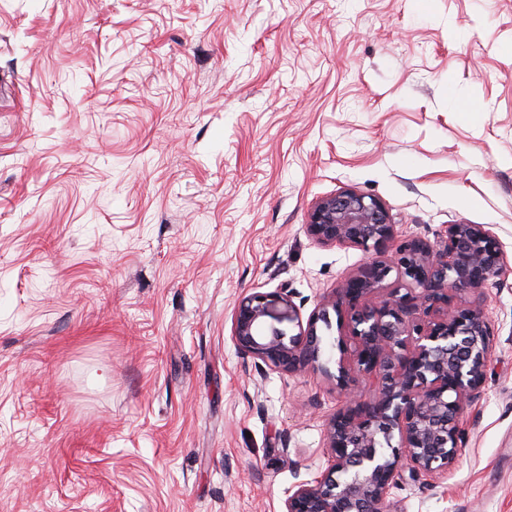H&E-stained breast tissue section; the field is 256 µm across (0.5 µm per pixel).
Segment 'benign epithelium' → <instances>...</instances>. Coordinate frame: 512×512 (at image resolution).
<instances>
[{"label": "benign epithelium", "mask_w": 512, "mask_h": 512, "mask_svg": "<svg viewBox=\"0 0 512 512\" xmlns=\"http://www.w3.org/2000/svg\"><path fill=\"white\" fill-rule=\"evenodd\" d=\"M307 231L321 245L368 250L391 239L394 224L381 199L345 188L313 204ZM504 269L502 243L485 225L450 224L437 247L409 238L370 260L305 320L285 293L255 291L237 303L232 339L259 373H322L344 394L326 424L327 467L288 490L280 512H389L403 472L429 485L448 474L494 345L483 290ZM418 309L426 320H410ZM331 310L347 330L335 375L320 363L319 323L329 324ZM285 320L298 332L278 327Z\"/></svg>", "instance_id": "1"}]
</instances>
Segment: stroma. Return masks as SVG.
Wrapping results in <instances>:
<instances>
[{
	"mask_svg": "<svg viewBox=\"0 0 512 512\" xmlns=\"http://www.w3.org/2000/svg\"><path fill=\"white\" fill-rule=\"evenodd\" d=\"M343 188L500 239L459 461L390 501L512 512V0H0V512H280L341 396L232 313L369 261L307 231Z\"/></svg>",
	"mask_w": 512,
	"mask_h": 512,
	"instance_id": "obj_1",
	"label": "stroma"
}]
</instances>
